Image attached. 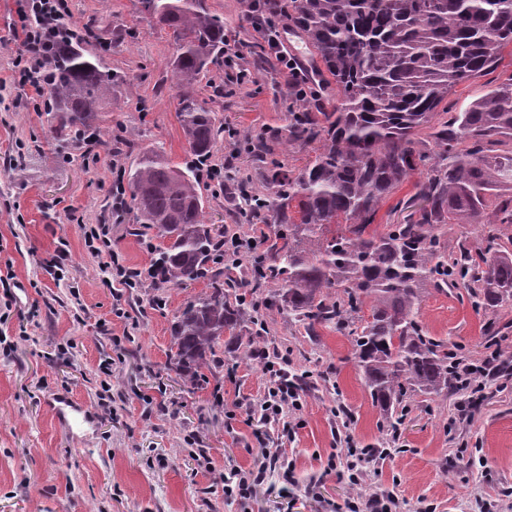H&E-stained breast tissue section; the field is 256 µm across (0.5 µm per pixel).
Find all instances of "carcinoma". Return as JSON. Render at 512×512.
Segmentation results:
<instances>
[{
    "label": "carcinoma",
    "mask_w": 512,
    "mask_h": 512,
    "mask_svg": "<svg viewBox=\"0 0 512 512\" xmlns=\"http://www.w3.org/2000/svg\"><path fill=\"white\" fill-rule=\"evenodd\" d=\"M136 12L172 32L178 117L194 161L182 168L155 148L139 151L128 174L136 223L161 241V280L176 286L206 279L210 291L174 315L170 362L191 384L215 349L241 345L246 323L268 331L260 309L275 310L311 335L324 327L352 337L353 360L396 432L410 399L456 388L448 346L420 318L426 286L463 287L475 306L496 315L512 308V252L487 239L476 255L448 261V224H512V197L489 205L512 182V76L451 122L431 127L459 83L495 68L512 45V0H278L277 8L309 47L336 105L303 102L288 113V145L314 148L297 174L272 159L279 132L245 131L247 150L266 164L263 185L238 206L276 227L258 240L250 278L224 272L216 249L223 231L205 223L200 183L224 138V123L199 101L200 84L224 63V19L206 0H136ZM41 105L48 132L64 145L98 136L116 76L88 49V35L65 18L45 25ZM423 202L404 224L370 229L380 204L414 171ZM275 289L262 300L263 285Z\"/></svg>",
    "instance_id": "cac0c4a2"
}]
</instances>
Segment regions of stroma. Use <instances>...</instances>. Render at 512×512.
<instances>
[{
  "instance_id": "1",
  "label": "stroma",
  "mask_w": 512,
  "mask_h": 512,
  "mask_svg": "<svg viewBox=\"0 0 512 512\" xmlns=\"http://www.w3.org/2000/svg\"><path fill=\"white\" fill-rule=\"evenodd\" d=\"M224 19L232 62L213 69L200 100L224 121L226 135L213 164L261 182L263 168L235 132L284 130L293 96L276 66L255 64L260 39L241 0H207ZM71 23L92 25L94 43L108 44L106 63L117 77L108 105V144L88 153L68 145L59 160L45 138L47 116L12 85L21 47L15 0H0V267H12L15 286L0 289V512H331L353 490L344 477L347 448L382 449L367 466V494H391L400 512H512V384H489L470 421H459L462 393L420 396L397 436L382 432L381 412L352 360L348 337L322 328L307 335L287 316L270 313L269 338L290 351V374L303 377L300 424L290 433L269 425L262 436L246 423L245 404L259 398L266 378L258 364L238 362L237 350L218 352L205 381L186 384L167 366L171 324L206 281L123 289L113 298L103 266L117 255L128 266L154 256L134 235L130 209L112 208V182L128 171L137 148L162 147L173 163L193 156L176 116L172 88L174 41L133 0H68ZM512 74V46L499 66L456 85L445 104L465 109ZM207 223L254 234L259 220L233 223L239 196L223 176L203 178ZM109 227L107 252L90 253L84 229ZM512 241V224L448 227V254L485 246L486 234ZM62 256L64 279L45 263ZM421 318L431 336L462 345L469 358L484 353L485 312L456 290L428 289ZM111 364L110 391L100 368ZM68 396L84 405L89 425L69 431L51 403ZM282 448L295 483L269 472L247 505L224 497L225 464L259 465L268 448ZM204 449L211 469L194 455Z\"/></svg>"
}]
</instances>
